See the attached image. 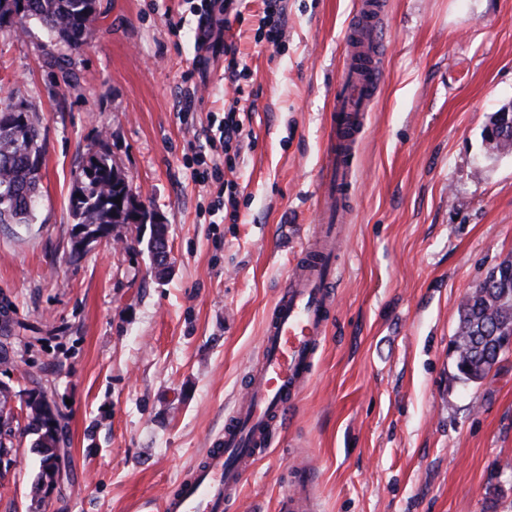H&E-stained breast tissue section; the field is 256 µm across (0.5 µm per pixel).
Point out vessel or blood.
<instances>
[{
  "instance_id": "1",
  "label": "vessel or blood",
  "mask_w": 512,
  "mask_h": 512,
  "mask_svg": "<svg viewBox=\"0 0 512 512\" xmlns=\"http://www.w3.org/2000/svg\"><path fill=\"white\" fill-rule=\"evenodd\" d=\"M383 9L382 0H357L333 92L315 227L267 316L245 396L227 417L223 434L199 457L192 479L163 499L162 512H228L244 477L264 455L273 424L286 417L312 376L333 314L346 203L356 174L355 146L382 82ZM318 509L314 479L301 472L278 512Z\"/></svg>"
}]
</instances>
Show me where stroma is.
Wrapping results in <instances>:
<instances>
[{
	"label": "stroma",
	"mask_w": 512,
	"mask_h": 512,
	"mask_svg": "<svg viewBox=\"0 0 512 512\" xmlns=\"http://www.w3.org/2000/svg\"><path fill=\"white\" fill-rule=\"evenodd\" d=\"M285 37L256 41L267 0L224 32L253 94L234 171L237 223L190 143L234 95L224 61L199 76L200 0H98L71 78L36 23L0 27V100L44 136L30 224H0V382L42 386L66 469L44 512H158L224 429L265 318L313 231L330 90L355 0H281ZM383 82L357 148L346 256L328 334L289 422L234 512H277L297 466L320 512H512V353L455 377L458 310L512 256V153L483 130L512 100V0H384ZM107 151L166 226L158 274L142 224L73 258L69 198L82 157ZM29 441L0 477V512H29Z\"/></svg>",
	"instance_id": "stroma-1"
}]
</instances>
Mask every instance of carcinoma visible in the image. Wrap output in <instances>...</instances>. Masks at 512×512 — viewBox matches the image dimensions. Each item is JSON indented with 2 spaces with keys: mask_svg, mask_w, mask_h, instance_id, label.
Wrapping results in <instances>:
<instances>
[{
  "mask_svg": "<svg viewBox=\"0 0 512 512\" xmlns=\"http://www.w3.org/2000/svg\"><path fill=\"white\" fill-rule=\"evenodd\" d=\"M37 21L49 39L77 53L88 47L98 19L97 0H0V26ZM44 138L35 110L19 101L0 108V224H29L35 218L40 193ZM70 210L76 226L88 236L108 234L130 224L127 208L115 203L133 196L132 189L110 156L96 153L78 166ZM458 329L462 352L457 365L459 379L470 382L483 367L494 366L498 337L485 316V298L473 292L461 305ZM49 418L41 406L28 410V421L16 427L17 436L32 438L31 447L49 448L55 442Z\"/></svg>",
  "mask_w": 512,
  "mask_h": 512,
  "instance_id": "obj_1",
  "label": "carcinoma"
}]
</instances>
